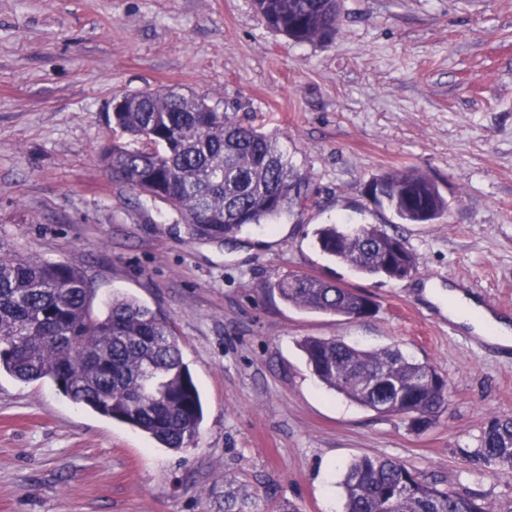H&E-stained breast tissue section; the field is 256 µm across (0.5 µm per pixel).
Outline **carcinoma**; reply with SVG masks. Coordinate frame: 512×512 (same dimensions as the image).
<instances>
[{
	"label": "carcinoma",
	"mask_w": 512,
	"mask_h": 512,
	"mask_svg": "<svg viewBox=\"0 0 512 512\" xmlns=\"http://www.w3.org/2000/svg\"><path fill=\"white\" fill-rule=\"evenodd\" d=\"M271 30L297 43L332 39L337 0H254ZM108 122L138 144L112 141L100 162L112 179L176 211L201 236L224 238L271 223L309 200L304 176L277 139L243 125L206 98L176 88L124 96ZM374 200L403 224H430L448 200L422 171L409 167L374 181ZM320 250L355 271L402 280L413 254L396 236L368 224L316 231ZM287 303L348 318L375 312L363 294L292 274L273 284ZM86 272L0 249V372L24 382L51 380L74 403L125 423L165 448L185 450L203 420L199 390L175 338L171 318L114 295L100 309ZM301 348L329 389L377 413L429 429L448 400L434 366L393 347L363 350L335 338H307ZM488 463L512 467V417H494L479 449ZM345 512H496L481 499L439 488L399 460L362 456L347 467Z\"/></svg>",
	"instance_id": "cac0c4a2"
}]
</instances>
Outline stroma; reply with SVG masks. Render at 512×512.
<instances>
[{
  "mask_svg": "<svg viewBox=\"0 0 512 512\" xmlns=\"http://www.w3.org/2000/svg\"><path fill=\"white\" fill-rule=\"evenodd\" d=\"M178 84L276 136L311 202L227 239L197 235L98 162L119 138L114 98ZM407 167L448 200L397 223L368 189ZM375 224L415 258L402 280L324 254V224ZM0 246L82 267L96 302L169 314L201 393L196 441L173 451L73 403L51 381L0 373V512H344L347 465L393 458L426 481L512 507V468L481 437L512 417V348L449 319L464 291L512 323V0H343L331 41L269 29L253 0H0ZM305 274L377 305L344 318L283 301ZM307 337L398 346L448 379L435 424L325 387Z\"/></svg>",
  "mask_w": 512,
  "mask_h": 512,
  "instance_id": "1",
  "label": "stroma"
}]
</instances>
